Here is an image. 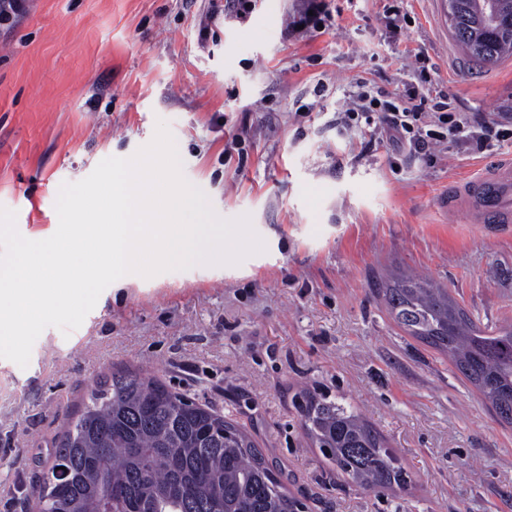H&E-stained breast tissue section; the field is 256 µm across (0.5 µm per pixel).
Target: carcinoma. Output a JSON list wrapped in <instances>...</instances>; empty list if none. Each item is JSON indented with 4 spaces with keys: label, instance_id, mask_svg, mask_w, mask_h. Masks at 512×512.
I'll return each instance as SVG.
<instances>
[{
    "label": "carcinoma",
    "instance_id": "carcinoma-1",
    "mask_svg": "<svg viewBox=\"0 0 512 512\" xmlns=\"http://www.w3.org/2000/svg\"><path fill=\"white\" fill-rule=\"evenodd\" d=\"M455 2L452 35L470 62L494 67L512 56V0ZM379 296L408 335L448 355L512 426V325L483 327L448 289L413 276ZM298 409L327 463L355 485L406 483L394 449L353 407L306 394ZM55 458L69 474L42 477L38 512H298L246 430L136 370L100 380L68 421Z\"/></svg>",
    "mask_w": 512,
    "mask_h": 512
}]
</instances>
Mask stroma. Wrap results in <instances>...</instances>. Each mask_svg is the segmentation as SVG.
Segmentation results:
<instances>
[{"instance_id":"obj_1","label":"stroma","mask_w":512,"mask_h":512,"mask_svg":"<svg viewBox=\"0 0 512 512\" xmlns=\"http://www.w3.org/2000/svg\"><path fill=\"white\" fill-rule=\"evenodd\" d=\"M325 2L322 34L291 29L302 0H258L243 20L211 0H29L0 25V206L23 237L52 236L61 184L132 157L162 121L184 178L268 245L237 274L134 275L70 334L46 328L27 367L0 359V512H33L66 421L127 369L244 426L307 512H512V426L377 296L417 273L483 325L512 323V233L436 204L512 140L414 152L356 114L422 71L461 116L512 109V59L468 66L442 0ZM306 391L353 406L406 486L364 490L328 465L296 410Z\"/></svg>"}]
</instances>
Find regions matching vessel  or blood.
I'll return each instance as SVG.
<instances>
[{
	"label": "vessel or blood",
	"mask_w": 512,
	"mask_h": 512,
	"mask_svg": "<svg viewBox=\"0 0 512 512\" xmlns=\"http://www.w3.org/2000/svg\"><path fill=\"white\" fill-rule=\"evenodd\" d=\"M443 212L469 223H512V154L490 162L478 174L449 186L439 201Z\"/></svg>",
	"instance_id": "obj_1"
}]
</instances>
